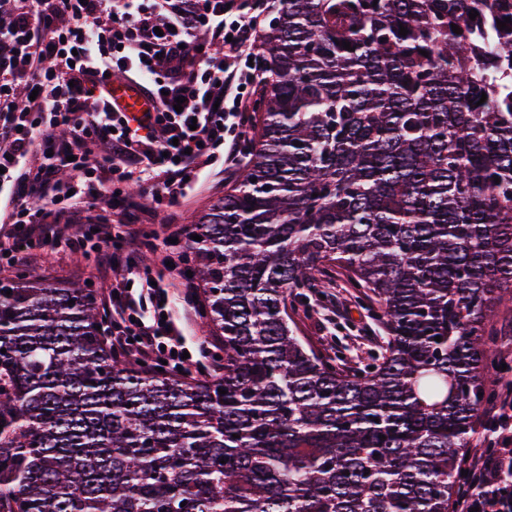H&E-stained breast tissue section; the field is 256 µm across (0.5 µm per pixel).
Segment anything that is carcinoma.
<instances>
[{
    "instance_id": "carcinoma-1",
    "label": "carcinoma",
    "mask_w": 512,
    "mask_h": 512,
    "mask_svg": "<svg viewBox=\"0 0 512 512\" xmlns=\"http://www.w3.org/2000/svg\"><path fill=\"white\" fill-rule=\"evenodd\" d=\"M507 17L282 0L248 161L190 221L223 375L112 358L96 288L0 280V512H448L512 300ZM330 266L380 305L387 346L360 371L288 313Z\"/></svg>"
}]
</instances>
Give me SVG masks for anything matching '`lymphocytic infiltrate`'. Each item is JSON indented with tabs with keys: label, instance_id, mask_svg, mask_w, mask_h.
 Returning a JSON list of instances; mask_svg holds the SVG:
<instances>
[{
	"label": "lymphocytic infiltrate",
	"instance_id": "lymphocytic-infiltrate-1",
	"mask_svg": "<svg viewBox=\"0 0 512 512\" xmlns=\"http://www.w3.org/2000/svg\"><path fill=\"white\" fill-rule=\"evenodd\" d=\"M271 0H0V268L34 251L93 259L111 279L104 330L119 360L211 379L223 369L215 341L185 357L187 316L199 285L187 275L190 234L171 221L215 166L233 171L251 138ZM142 85L152 107L131 120L106 84ZM151 192L130 195V183ZM120 225L99 237L98 223ZM150 250L157 273L142 271ZM500 448H471L469 482L452 512H512V382L480 412Z\"/></svg>",
	"mask_w": 512,
	"mask_h": 512
}]
</instances>
